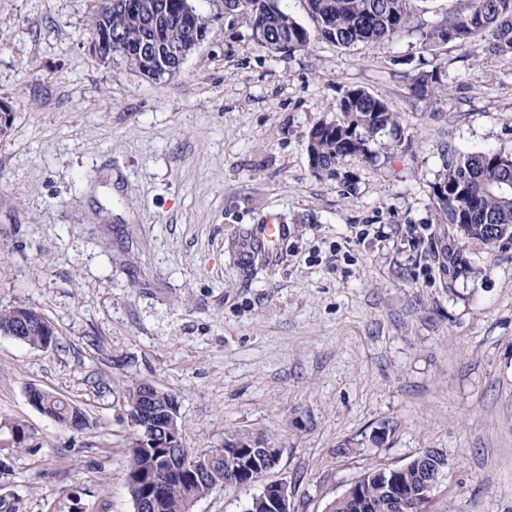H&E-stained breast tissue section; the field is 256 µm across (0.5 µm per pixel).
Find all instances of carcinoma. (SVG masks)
<instances>
[{
	"label": "carcinoma",
	"instance_id": "1",
	"mask_svg": "<svg viewBox=\"0 0 512 512\" xmlns=\"http://www.w3.org/2000/svg\"><path fill=\"white\" fill-rule=\"evenodd\" d=\"M317 23L318 35L342 48L390 40L410 21L420 0H306ZM184 0H134L131 12L100 8L92 18L90 32L112 30V53L151 80L176 72L180 62L167 49L191 41L201 15L183 17ZM230 14L245 20L250 37L271 49L291 54L307 47L309 32L279 7V0H237ZM448 43L480 48L490 55L512 56V0H467L453 18L421 33L422 49L431 55ZM441 71L433 67L415 77V90L435 94L442 90ZM339 116L316 125L310 132L307 153L313 157L316 174L335 173L338 160L370 152L369 144L384 130L399 135L398 115L388 102L361 88L346 91L336 107ZM446 184L448 194H433L442 223L455 236L476 240L493 251L512 241V153L483 151L451 155L438 172L435 184ZM0 334L14 336L33 346H53L57 336L40 312L33 308L0 310ZM43 410L57 422L68 424L75 410L70 402L48 393L41 398ZM131 465L127 488L131 498L143 495L149 475L166 467V449L130 446ZM370 468L354 488L373 500L386 498V488ZM397 479L403 491L419 488L416 460L399 468ZM224 484V460L213 462L210 480L196 481L186 475L167 479L154 499L155 512H185L188 499L212 492Z\"/></svg>",
	"mask_w": 512,
	"mask_h": 512
}]
</instances>
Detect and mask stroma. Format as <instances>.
I'll list each match as a JSON object with an SVG mask.
<instances>
[{
	"mask_svg": "<svg viewBox=\"0 0 512 512\" xmlns=\"http://www.w3.org/2000/svg\"><path fill=\"white\" fill-rule=\"evenodd\" d=\"M203 41L154 82L91 48L99 0H0V309L32 307L49 349L0 335V499L12 512H135L128 389L175 396L183 444L276 445L264 483L328 512L364 471L423 451L448 462L427 512H512V243L460 242L432 185L448 149L512 152V58L441 48L445 89L413 92L420 33L466 0H431L391 40L347 49L308 32L285 55L224 0H193ZM361 88L400 139L315 175L312 128ZM288 230L250 260L256 225ZM76 405L81 431L36 410ZM24 439H17V431ZM264 483L193 512H246ZM39 394V389L30 391L28 394L30 404L38 411H41L42 404V408L45 412L53 416L57 422L67 426L72 413L77 408L73 407L68 400L47 392L46 395L41 398L40 403ZM77 410L80 411L79 409Z\"/></svg>",
	"mask_w": 512,
	"mask_h": 512,
	"instance_id": "obj_1",
	"label": "stroma"
}]
</instances>
